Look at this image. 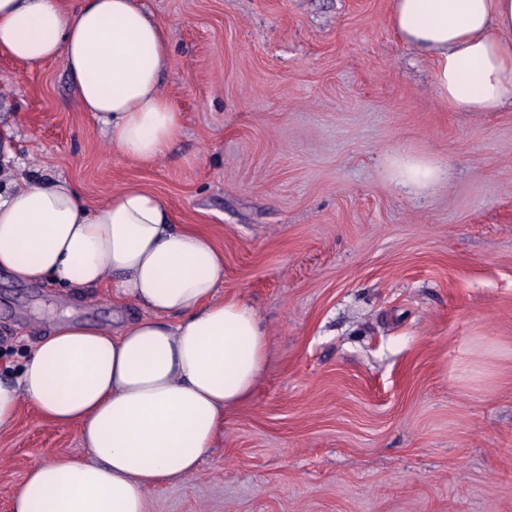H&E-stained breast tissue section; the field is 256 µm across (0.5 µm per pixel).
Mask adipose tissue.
<instances>
[{
    "label": "adipose tissue",
    "instance_id": "obj_1",
    "mask_svg": "<svg viewBox=\"0 0 512 512\" xmlns=\"http://www.w3.org/2000/svg\"><path fill=\"white\" fill-rule=\"evenodd\" d=\"M389 26L432 60L450 111L512 104V0H394ZM0 53L61 63L122 156L154 162L183 133L162 90L167 33L141 0H0ZM392 169L415 192L447 176L419 157ZM0 269L26 284L108 281L145 311L111 328L57 324L16 378H0V428L24 395L54 423H80L87 450L34 464L13 512H146L147 490L196 473L265 365L254 307L217 295L223 252L140 186L92 206L67 181L33 176L0 181Z\"/></svg>",
    "mask_w": 512,
    "mask_h": 512
}]
</instances>
